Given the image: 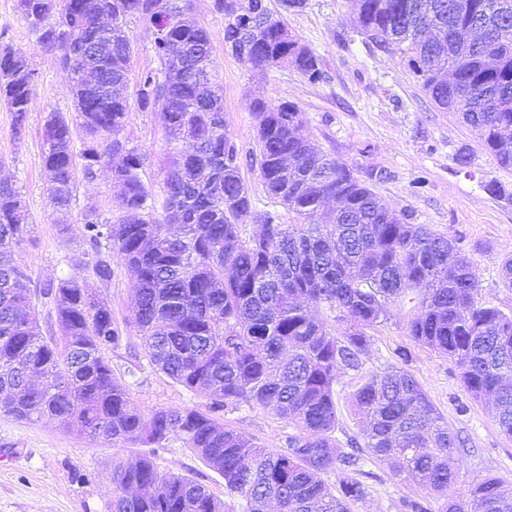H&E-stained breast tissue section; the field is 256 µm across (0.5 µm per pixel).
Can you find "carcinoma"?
Masks as SVG:
<instances>
[{"label":"carcinoma","instance_id":"obj_1","mask_svg":"<svg viewBox=\"0 0 512 512\" xmlns=\"http://www.w3.org/2000/svg\"><path fill=\"white\" fill-rule=\"evenodd\" d=\"M160 0H19L42 48L69 69L85 36L106 17L112 36L87 71L129 82L133 48L127 18L153 25ZM355 0L358 32L381 49L397 48L438 108L478 129L500 168L512 170V0ZM224 14L231 55L252 69L291 67L311 81L322 59L292 33L268 0H213ZM212 36L192 13L154 39L161 68L135 84L142 111L167 135L159 171L164 216L140 176L144 156L120 134L131 111L123 93L104 97L85 76L69 80L74 111L44 123L42 165L50 202L62 214L80 181L112 170L117 224L83 214V252L101 280L109 254L123 261L135 292L132 324L151 363L190 391L207 393L209 412L159 409L143 414L116 380L105 351L122 340L112 309L85 282L63 278L42 289L60 336L46 337L31 311L30 277L9 245L25 241L28 213L20 189L0 182V414L46 417L66 430L122 449L164 447L177 438L224 478L243 512H350L367 486L368 459L392 461L395 475L444 498L441 512H512V486L487 478L458 498L451 466L461 442L401 367L366 376L352 394L365 420L362 440L336 439L337 371L357 370L365 329L387 305L414 289L419 310L411 338L452 360L464 388L491 403L512 436V316L478 300L479 282L450 236L414 224L375 192L382 168H360L316 151L301 112L259 96L256 162L268 199L294 214L280 224L257 210L240 176L239 153L224 127V102L212 91ZM33 71L16 50L0 55V105L19 138L30 111ZM84 138L74 149L73 132ZM334 205L327 224L319 216ZM251 218L259 234L245 239ZM334 313L336 328L311 306ZM272 409L297 433L271 452L212 414L230 406ZM154 452L114 466L112 512H228L195 478L159 470ZM338 477V488L324 477ZM400 512H431L427 497L405 498Z\"/></svg>","mask_w":512,"mask_h":512}]
</instances>
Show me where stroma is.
Listing matches in <instances>:
<instances>
[{
    "label": "stroma",
    "mask_w": 512,
    "mask_h": 512,
    "mask_svg": "<svg viewBox=\"0 0 512 512\" xmlns=\"http://www.w3.org/2000/svg\"><path fill=\"white\" fill-rule=\"evenodd\" d=\"M193 14L212 34V61L224 99V125L241 157L255 153L256 119L249 107L255 96L274 103H292L303 112L312 145L319 151L363 168L386 169L390 177L375 190L392 209L413 215L416 223L456 238L480 281L479 299L512 314V289L504 287L501 264L512 257V171L499 168L477 129L457 114L437 109L420 81L398 53L378 48L357 33L354 0H306L303 9L284 12L283 20L323 61L324 75L313 82L290 68L268 71L249 68L224 50V16L213 0H191ZM134 51L130 81L155 69L151 28L132 18L127 22ZM0 36L25 55L33 71V95L22 139H15L12 116L0 107V180L17 184L29 210V231L14 249L16 263L31 277L32 306L42 330L55 326V309L42 290L63 277L92 283L100 298L123 326L119 347L106 356L115 378L126 385L143 413L180 407L206 410L209 399L187 390L153 366L130 321L134 291L120 259L112 261V277L96 279L81 261V218L94 211L116 220L112 173L102 169L96 181L82 183L69 217L51 205L42 167L43 125L49 112L73 109L67 74L44 51L18 8V0H0ZM121 137L144 156L140 175L149 189L159 180L160 161L167 149L165 131L155 113L133 110ZM473 157L470 168L456 164L459 150ZM497 180L505 196L490 194L486 182ZM155 204L163 198L156 194ZM413 303L387 306V318L369 328L361 371L339 369L336 398L339 430L360 437L363 423L350 403L363 375L405 365L449 430L467 449L455 456V492L463 493L488 478L512 485V437L504 435L492 410L463 387L459 370L448 357L415 342L407 323ZM406 349L401 362L397 349ZM225 427L236 429L267 450L279 451L293 427L269 408L254 404L217 413ZM144 448L122 450L62 430L54 421L20 422L0 415V512H110L112 469L134 459ZM161 471L190 475L217 498H226L224 480L178 440L157 449ZM368 495L351 504V512H399L402 499L420 488L400 481L389 463L367 466ZM85 481H76V474Z\"/></svg>",
    "instance_id": "1"
}]
</instances>
